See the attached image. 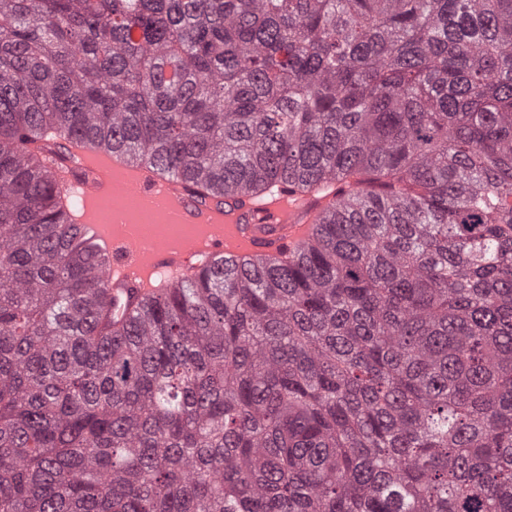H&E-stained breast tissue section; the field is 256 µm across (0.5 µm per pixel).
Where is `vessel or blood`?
Returning <instances> with one entry per match:
<instances>
[{
  "label": "vessel or blood",
  "instance_id": "1",
  "mask_svg": "<svg viewBox=\"0 0 512 512\" xmlns=\"http://www.w3.org/2000/svg\"><path fill=\"white\" fill-rule=\"evenodd\" d=\"M70 151L76 163L58 173L61 199L79 202L74 220L106 254V277L116 298L130 288L146 295L153 287H168L204 264H234L262 254L287 256L312 235L322 212L336 199L332 193L318 197L281 187L242 206L230 199L221 204L191 194L165 172L124 160L121 150L81 143ZM127 190L164 195L166 206L159 220L190 225L191 234L150 246L132 234L134 215H126L124 223H112L103 204Z\"/></svg>",
  "mask_w": 512,
  "mask_h": 512
}]
</instances>
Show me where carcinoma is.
Segmentation results:
<instances>
[{"mask_svg": "<svg viewBox=\"0 0 512 512\" xmlns=\"http://www.w3.org/2000/svg\"><path fill=\"white\" fill-rule=\"evenodd\" d=\"M73 140L341 196L123 320ZM0 512H512V0H0Z\"/></svg>", "mask_w": 512, "mask_h": 512, "instance_id": "carcinoma-1", "label": "carcinoma"}]
</instances>
